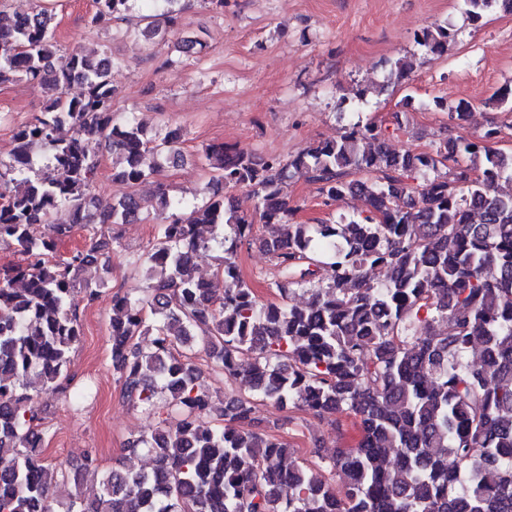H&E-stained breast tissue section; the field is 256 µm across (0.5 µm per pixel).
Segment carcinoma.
I'll list each match as a JSON object with an SVG mask.
<instances>
[{
	"instance_id": "obj_1",
	"label": "carcinoma",
	"mask_w": 512,
	"mask_h": 512,
	"mask_svg": "<svg viewBox=\"0 0 512 512\" xmlns=\"http://www.w3.org/2000/svg\"><path fill=\"white\" fill-rule=\"evenodd\" d=\"M129 2L94 0L91 24L124 16ZM464 2L473 23L497 8L512 14V0ZM53 19L47 7L23 21L0 10V84L47 93L0 162V244L21 256L0 269V512H57V472L41 457L44 428L28 390L67 393L82 335L75 294L90 303L101 287L79 273L109 253L110 226L139 219L134 195L114 203L93 193L101 148L119 155L112 179L155 180L159 220L138 259L154 284L112 297V366L130 404L180 420L162 419L133 442L152 456L150 469L106 472L97 496L65 512H512V192L501 190L512 157L494 147L498 131L445 137L432 154L392 151L357 122L288 158L209 144L211 177L183 217V201L156 181L180 129L149 138L135 121L117 122L112 61L59 54ZM177 19L161 13L142 35L161 40ZM448 38L445 27L425 29L417 44L435 56ZM76 82L84 91L71 97ZM64 126L70 136L60 138ZM148 152L159 163L147 169ZM38 154L65 177L34 173ZM449 161L450 180L438 175ZM296 175L317 184L324 203L354 196L365 210L337 224L289 222L284 188ZM238 187L255 198L253 214L226 194ZM60 207L67 224L52 221ZM257 220L282 226L266 243L280 303L261 302L236 261ZM81 224L96 226L89 242L56 257ZM210 250L220 256L205 282L192 259ZM305 286L307 300L291 303ZM196 340L215 373L248 389L224 403L220 426L206 421L201 372L176 353ZM260 402L352 415L358 439L319 464L291 462L288 444L255 424ZM324 468L344 477L342 492Z\"/></svg>"
}]
</instances>
